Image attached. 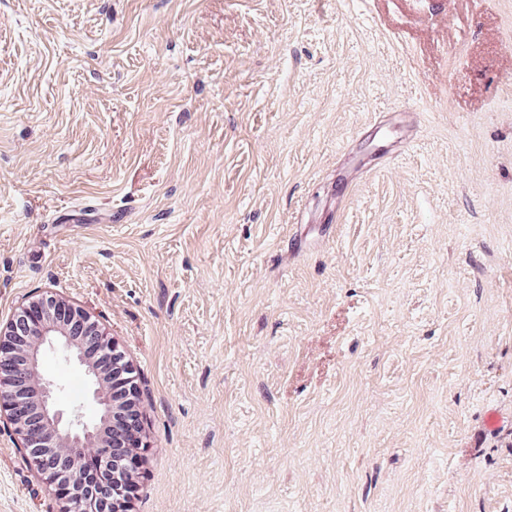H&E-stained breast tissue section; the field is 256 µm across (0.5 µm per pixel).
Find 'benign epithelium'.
<instances>
[{
	"mask_svg": "<svg viewBox=\"0 0 512 512\" xmlns=\"http://www.w3.org/2000/svg\"><path fill=\"white\" fill-rule=\"evenodd\" d=\"M13 343V351L0 347V364L9 370V378L0 381V413L6 414L11 433L21 442L23 455H31L47 470L54 481L49 492L57 491L67 496L69 503L84 506V512H96L103 505L104 496L112 489L98 487L86 489L81 478L71 470L74 453L94 454L100 451L96 418L85 419L75 410H66L60 402V387L47 378L36 359L44 358L53 351L64 361L83 368L88 379L90 399L102 410V419L112 412V402L105 396L95 372L83 363L79 353L72 350L67 341L57 336L49 322H40V315L26 311L22 304L9 321L0 328ZM39 373L42 395L38 408L25 399L27 380Z\"/></svg>",
	"mask_w": 512,
	"mask_h": 512,
	"instance_id": "7a95c632",
	"label": "benign epithelium"
}]
</instances>
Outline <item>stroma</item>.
Wrapping results in <instances>:
<instances>
[{"label": "stroma", "mask_w": 512, "mask_h": 512, "mask_svg": "<svg viewBox=\"0 0 512 512\" xmlns=\"http://www.w3.org/2000/svg\"><path fill=\"white\" fill-rule=\"evenodd\" d=\"M46 289L139 512H512V0H0V322ZM0 512H55L2 426Z\"/></svg>", "instance_id": "stroma-1"}]
</instances>
